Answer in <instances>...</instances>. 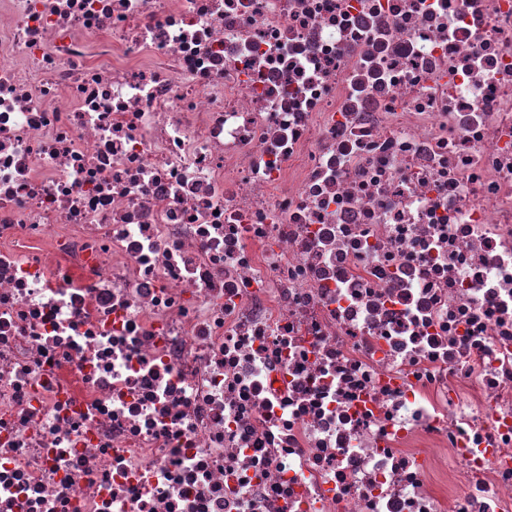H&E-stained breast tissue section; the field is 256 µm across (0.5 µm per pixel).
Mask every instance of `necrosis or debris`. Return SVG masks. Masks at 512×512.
Returning <instances> with one entry per match:
<instances>
[{
    "instance_id": "1",
    "label": "necrosis or debris",
    "mask_w": 512,
    "mask_h": 512,
    "mask_svg": "<svg viewBox=\"0 0 512 512\" xmlns=\"http://www.w3.org/2000/svg\"><path fill=\"white\" fill-rule=\"evenodd\" d=\"M0 512H512V0H0Z\"/></svg>"
}]
</instances>
